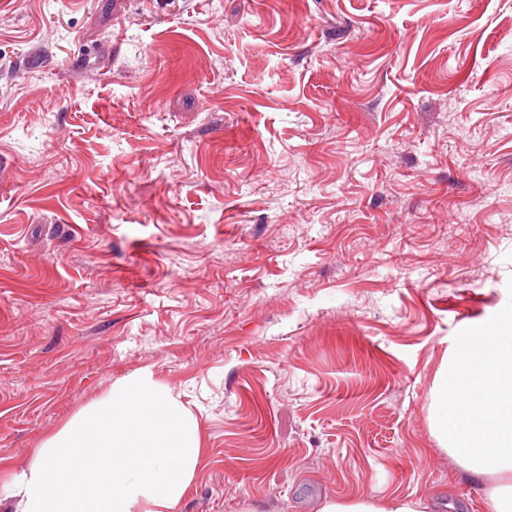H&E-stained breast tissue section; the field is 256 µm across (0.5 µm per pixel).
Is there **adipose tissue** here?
<instances>
[{
  "instance_id": "ef3b65f1",
  "label": "adipose tissue",
  "mask_w": 512,
  "mask_h": 512,
  "mask_svg": "<svg viewBox=\"0 0 512 512\" xmlns=\"http://www.w3.org/2000/svg\"><path fill=\"white\" fill-rule=\"evenodd\" d=\"M432 428L458 474L480 485L483 512H512V316L461 337L442 361ZM200 454L195 417L152 375L133 374L46 438L7 488L20 512H177ZM430 510L400 496L331 498L320 508Z\"/></svg>"
}]
</instances>
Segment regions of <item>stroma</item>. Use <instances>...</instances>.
Masks as SVG:
<instances>
[{"label": "stroma", "instance_id": "obj_1", "mask_svg": "<svg viewBox=\"0 0 512 512\" xmlns=\"http://www.w3.org/2000/svg\"><path fill=\"white\" fill-rule=\"evenodd\" d=\"M508 312L512 0H0V479L148 372L178 512H480L432 391ZM431 505L422 499L393 496L378 499L373 496H357L349 499H327L320 512H432Z\"/></svg>", "mask_w": 512, "mask_h": 512}]
</instances>
